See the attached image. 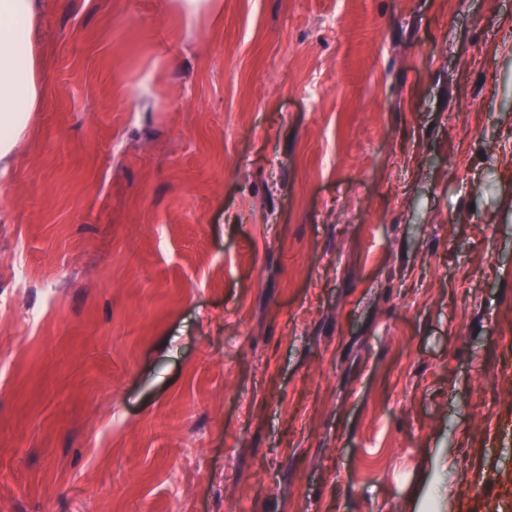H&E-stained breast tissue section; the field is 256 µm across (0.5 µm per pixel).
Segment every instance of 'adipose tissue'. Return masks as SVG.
I'll return each mask as SVG.
<instances>
[{
  "label": "adipose tissue",
  "instance_id": "adipose-tissue-1",
  "mask_svg": "<svg viewBox=\"0 0 512 512\" xmlns=\"http://www.w3.org/2000/svg\"><path fill=\"white\" fill-rule=\"evenodd\" d=\"M42 0H0V173L45 100L43 61L35 22Z\"/></svg>",
  "mask_w": 512,
  "mask_h": 512
}]
</instances>
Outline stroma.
I'll return each mask as SVG.
<instances>
[{
    "mask_svg": "<svg viewBox=\"0 0 512 512\" xmlns=\"http://www.w3.org/2000/svg\"><path fill=\"white\" fill-rule=\"evenodd\" d=\"M40 26L0 176V512H504L512 0Z\"/></svg>",
    "mask_w": 512,
    "mask_h": 512,
    "instance_id": "35a3bbf8",
    "label": "stroma"
}]
</instances>
